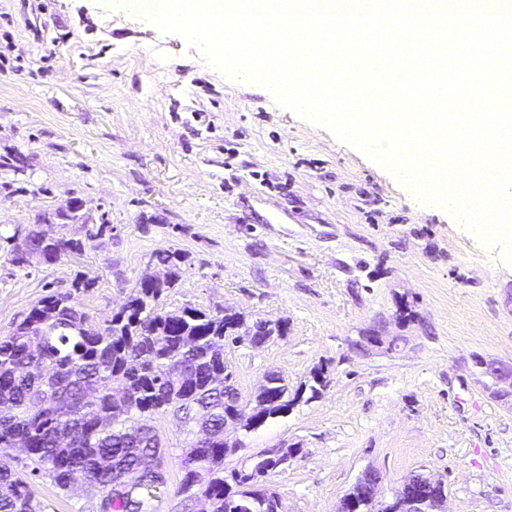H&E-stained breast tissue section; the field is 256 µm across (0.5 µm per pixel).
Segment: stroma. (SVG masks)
I'll return each instance as SVG.
<instances>
[{
	"label": "stroma",
	"instance_id": "35a3bbf8",
	"mask_svg": "<svg viewBox=\"0 0 512 512\" xmlns=\"http://www.w3.org/2000/svg\"><path fill=\"white\" fill-rule=\"evenodd\" d=\"M73 199L109 231L85 238L66 218ZM45 222L82 240L81 254L12 265L5 236ZM171 247L185 259L163 310L284 324L264 345H224L243 400L271 372L300 394L254 431L228 428L242 447L225 473L295 444L265 478L281 512H336L369 469L385 500L427 469L446 484L447 512H512V406L473 366L512 363L502 247L120 0H0V336L80 272L97 280L77 293L80 307L103 323L134 295L149 256ZM373 333L397 349L366 346ZM149 423L167 457L151 512H209L181 492L186 430L168 413ZM33 488L43 512H99L86 484ZM297 454V451L293 447L278 445L273 448H265L260 452L250 457L251 461L255 462L254 474L261 475L264 464L270 460H276L279 466L285 465L293 459Z\"/></svg>",
	"mask_w": 512,
	"mask_h": 512
}]
</instances>
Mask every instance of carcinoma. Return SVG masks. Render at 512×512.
Here are the masks:
<instances>
[{"mask_svg": "<svg viewBox=\"0 0 512 512\" xmlns=\"http://www.w3.org/2000/svg\"><path fill=\"white\" fill-rule=\"evenodd\" d=\"M25 252L52 262L81 243L34 224ZM168 287L179 278L184 254L161 251ZM158 292L143 288L132 310L93 324L70 292L44 296L5 336H0V512H42L29 477H47L59 489L77 474L107 494L110 512H148L154 482L141 470L147 453L163 458L162 442L144 419L183 413L187 423L215 435L207 448L182 458L183 482L204 474L198 489L224 512L230 498L248 512H271L269 489L224 478V387L211 383L224 372V339L247 322L185 306L164 312ZM28 441L23 470L7 449ZM130 489L112 495L120 471Z\"/></svg>", "mask_w": 512, "mask_h": 512, "instance_id": "1", "label": "carcinoma"}]
</instances>
